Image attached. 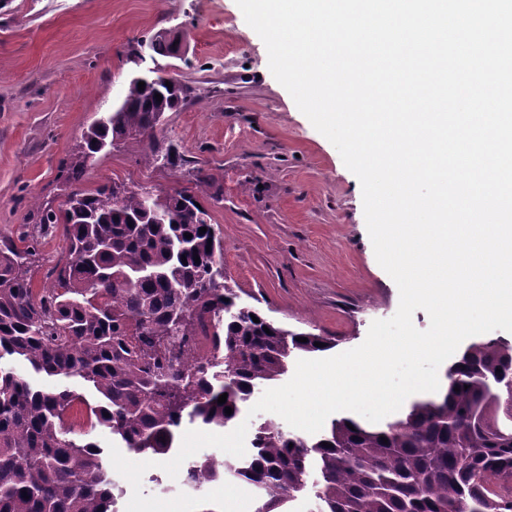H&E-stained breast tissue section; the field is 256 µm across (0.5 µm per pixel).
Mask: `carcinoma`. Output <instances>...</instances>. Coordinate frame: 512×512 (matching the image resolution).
Here are the masks:
<instances>
[{"label": "carcinoma", "mask_w": 512, "mask_h": 512, "mask_svg": "<svg viewBox=\"0 0 512 512\" xmlns=\"http://www.w3.org/2000/svg\"><path fill=\"white\" fill-rule=\"evenodd\" d=\"M150 44L153 59L173 54L159 32ZM185 96L152 71L132 77L69 155L66 181L99 154L146 138L152 160L173 164L160 154L156 126ZM194 179V189L173 193L116 184L68 193L65 208L41 217L42 229L63 225L68 248L39 296L32 257L40 235H25L22 249L0 242V357L58 381L46 392L0 369V512H114L116 485L92 432L105 428L132 452L166 455L184 417L224 428L255 390L287 372L293 354L333 346L237 304L224 283L221 237L195 205L209 176L199 169ZM510 385L512 343L476 340L448 365L440 394L413 399L398 417L370 425L344 415L312 438L266 420L246 460L206 455L183 482L197 487L232 472L255 490L256 512H283L315 467L318 512H512V413L499 401Z\"/></svg>", "instance_id": "carcinoma-1"}]
</instances>
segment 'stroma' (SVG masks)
<instances>
[{
    "label": "stroma",
    "mask_w": 512,
    "mask_h": 512,
    "mask_svg": "<svg viewBox=\"0 0 512 512\" xmlns=\"http://www.w3.org/2000/svg\"><path fill=\"white\" fill-rule=\"evenodd\" d=\"M175 28L182 51L161 64L187 96L158 134L174 164L125 146L66 183L63 161L124 93L134 48ZM199 169L241 304L334 339L338 354L395 314L399 291L376 260L358 178L273 77L236 0H0V238L37 232L66 190L112 181L174 192ZM67 246L63 227L42 236L35 292Z\"/></svg>",
    "instance_id": "obj_1"
}]
</instances>
